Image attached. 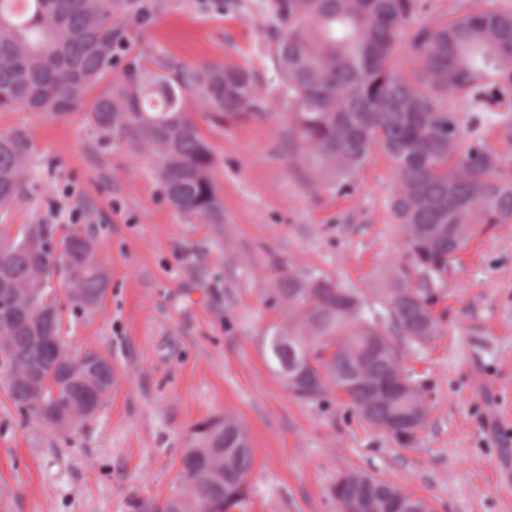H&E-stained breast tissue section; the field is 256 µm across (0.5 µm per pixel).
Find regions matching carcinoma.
Segmentation results:
<instances>
[{
	"label": "carcinoma",
	"mask_w": 512,
	"mask_h": 512,
	"mask_svg": "<svg viewBox=\"0 0 512 512\" xmlns=\"http://www.w3.org/2000/svg\"><path fill=\"white\" fill-rule=\"evenodd\" d=\"M469 0L466 13L417 24L424 0H260L281 78L270 96L241 66L184 69L167 59L128 65L91 103L105 136L131 137L159 163L177 210L224 223L213 157L185 107L231 123L282 111L290 158L338 195L374 148L391 159L390 214L409 262L379 275L378 309L319 269L292 267L274 288L287 314L265 344V361L294 399L319 404L344 394L362 420L403 448L425 428L423 387L404 365L405 347L440 332L428 278L448 272L471 241L512 223V152L490 146L496 131L512 145V7ZM132 0H0V110L18 106L64 114L86 105L117 64ZM465 111H459V107ZM30 177L20 134L0 135V207ZM99 241L76 228L60 242L35 224L0 245V369L22 414L56 431L86 420L112 392L109 359L70 352L50 281L62 273L74 312L93 313L110 278ZM253 448L226 415L200 424L180 462L181 485L164 500L141 498L131 512H244ZM336 512H433L429 501L358 470L329 488Z\"/></svg>",
	"instance_id": "obj_1"
}]
</instances>
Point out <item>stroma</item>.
<instances>
[{
  "label": "stroma",
  "mask_w": 512,
  "mask_h": 512,
  "mask_svg": "<svg viewBox=\"0 0 512 512\" xmlns=\"http://www.w3.org/2000/svg\"><path fill=\"white\" fill-rule=\"evenodd\" d=\"M121 66L170 58L250 69L276 93L280 77L253 0H136ZM214 160L224 221L208 224L166 200L156 159L126 137H103L86 109L63 115L0 110V134L27 140L25 193L0 209V240L51 224L101 245L111 275L101 309L61 311L70 351L94 350L118 375L110 400L67 432L18 412L0 376V489L9 512H131L136 498L178 486L187 440L201 423L238 418L254 450L245 512H336L328 490L360 470L428 499L434 512H512V223L479 235L434 280L438 337L410 348L430 408L411 448L377 432L345 397L288 395L264 358L284 314L273 289L292 266L313 267L374 304V274L404 259L387 202L390 159L374 149L352 195L311 181L289 158L279 111L231 124L187 99Z\"/></svg>",
  "instance_id": "35a3bbf8"
}]
</instances>
